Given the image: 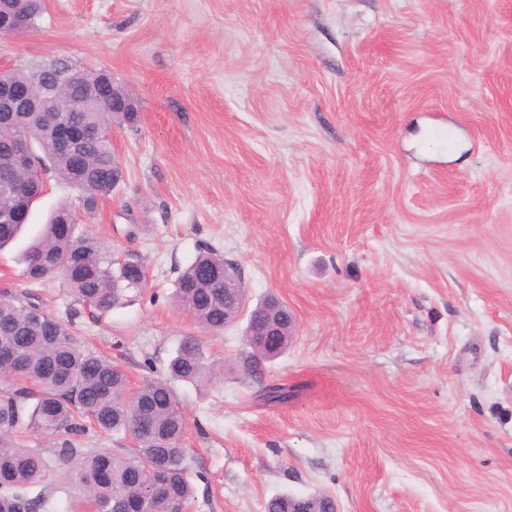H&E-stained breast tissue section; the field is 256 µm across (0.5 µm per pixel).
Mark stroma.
<instances>
[{"mask_svg":"<svg viewBox=\"0 0 512 512\" xmlns=\"http://www.w3.org/2000/svg\"><path fill=\"white\" fill-rule=\"evenodd\" d=\"M64 62L137 101L122 179L80 226L146 281L103 319L63 278L57 317L163 377L199 337L214 384L174 388L189 512H512V0H46L0 68ZM447 126L452 149L427 137ZM277 295L292 341L254 362L173 301L201 248ZM288 390L281 401L266 386Z\"/></svg>","mask_w":512,"mask_h":512,"instance_id":"1","label":"stroma"}]
</instances>
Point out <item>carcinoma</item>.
Returning <instances> with one entry per match:
<instances>
[{
	"mask_svg": "<svg viewBox=\"0 0 512 512\" xmlns=\"http://www.w3.org/2000/svg\"><path fill=\"white\" fill-rule=\"evenodd\" d=\"M11 17H24L29 30L44 10V0H4ZM77 80L61 100L50 98L44 112H14L0 127V183L20 187L28 206L41 195L45 180L77 191L83 208L94 209L99 197L112 192L121 169L112 141L102 127L139 120L134 97L119 89L130 111H112V100L93 104L86 88L102 74L74 68ZM32 69L0 71V83H23ZM69 122L81 133L83 162L64 150L55 125ZM30 139L35 180L11 163L10 137ZM74 205L56 209L22 254L23 275L42 283L57 275V262L68 261L75 273L65 277L73 296L104 315L138 287L141 268L121 267L100 242L63 221ZM174 300L179 309L212 332L224 330V257L207 248L179 272ZM169 378L150 380L127 396V377L119 365L83 348L69 327L50 313L29 289L0 288V512H54L57 488L49 486L50 462L43 448L32 446L34 432L68 435L54 450L64 486L79 492L77 504L87 512H187L195 498L185 450L180 441L185 419L174 381L201 384L211 374L202 346L183 337L170 359ZM127 434L136 442L129 454L102 448H80L74 439L90 433ZM294 495L280 493L265 512H288Z\"/></svg>",
	"mask_w": 512,
	"mask_h": 512,
	"instance_id": "cac0c4a2",
	"label": "carcinoma"
}]
</instances>
